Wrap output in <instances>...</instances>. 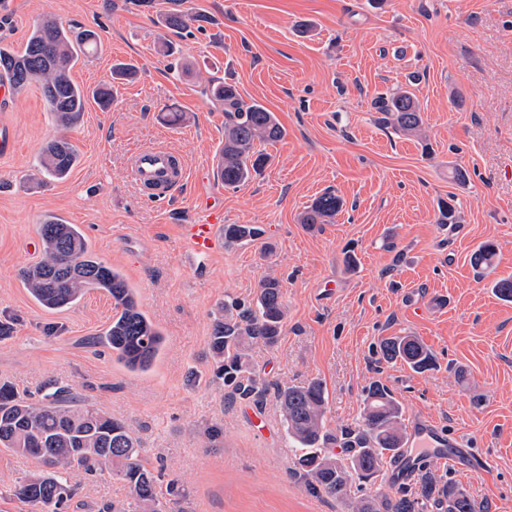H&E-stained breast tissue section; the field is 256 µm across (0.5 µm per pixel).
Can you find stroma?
<instances>
[{"label":"stroma","instance_id":"stroma-1","mask_svg":"<svg viewBox=\"0 0 512 512\" xmlns=\"http://www.w3.org/2000/svg\"><path fill=\"white\" fill-rule=\"evenodd\" d=\"M173 12L186 29L165 26ZM46 19L97 34L71 73L86 90L113 83L118 62L138 75L113 83L111 106L88 103L68 131L39 81L0 102L15 139L0 156V324L10 328L0 337V384L36 400L67 388L125 422L144 463L182 486L164 512H350L294 475L297 448L273 388L321 380L333 432L360 423L378 380L403 418L464 437L457 466L433 456L425 471L456 481L488 512H512V301L492 292L512 277V0H0V46L23 50ZM413 72L420 138L384 127L373 107ZM212 78L236 83L286 131L266 146V168L235 190L216 173L224 114L203 93ZM171 107L179 124L164 120ZM62 135L78 162L60 180L43 175L38 155ZM147 145L186 162L187 179L168 198L148 196L129 176L130 156ZM457 167L466 182L455 181ZM327 189L344 201L335 222L300 224ZM209 199L225 223L262 226L263 240L191 261L182 228ZM445 202L456 210L451 226L439 219ZM49 215L78 225L137 288L166 337L151 371L130 372L88 345L112 319L109 295L91 291L50 311L24 288L18 271L40 260ZM487 242L494 266L473 268ZM269 273L283 281L288 318L252 361L271 390L258 402L232 400L209 356L213 314L225 297L253 298ZM406 335L432 351L434 369L381 360L380 341ZM256 415L268 435L255 433ZM474 458L490 460L489 470L472 467ZM35 468L0 448V512H40L10 494ZM76 480L66 512L117 500L134 512L111 464Z\"/></svg>","mask_w":512,"mask_h":512}]
</instances>
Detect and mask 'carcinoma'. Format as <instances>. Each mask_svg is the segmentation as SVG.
Wrapping results in <instances>:
<instances>
[{"label": "carcinoma", "mask_w": 512, "mask_h": 512, "mask_svg": "<svg viewBox=\"0 0 512 512\" xmlns=\"http://www.w3.org/2000/svg\"><path fill=\"white\" fill-rule=\"evenodd\" d=\"M95 33L74 37L55 20L36 26L24 51L0 47V76L14 89L23 90L30 81L41 82L42 94L58 125L74 124L92 98L104 109L112 103V86L103 85L88 94L70 78L86 45ZM204 92L224 107V147L220 177L224 187L236 190L264 167L268 156L259 146L273 144L286 134L273 112L264 105L246 102L236 85L210 81ZM380 122L393 130L416 135L422 128L421 106L409 90L397 88L373 100ZM77 161L74 147L64 138L42 147L39 166L49 176L66 177ZM343 200L330 189L316 197L300 215V223L332 224ZM42 259L20 271L21 281L32 298L48 310L76 304L87 291L101 290L112 297L115 313L106 330L90 339L131 372L152 369L166 338L141 310L136 289L117 269L100 260L75 224L48 217L39 227ZM264 230L255 224L224 225V243L255 242ZM496 250L490 243L471 256L477 269L492 266ZM287 306L280 279L267 276L251 301L227 297L212 323L209 348L216 377L224 380L227 396L262 398L267 382L252 364L248 351L257 344L271 346L282 335ZM379 349L387 362L401 361L422 373L434 364L429 349L414 336H391ZM282 424L298 445L295 460L310 489L337 500L351 498L353 485L379 476L386 461L398 457L403 447L402 409L389 388L379 380L367 389L361 424L334 435L326 429V397L322 382L280 385L276 392ZM336 444L341 454L330 450ZM0 448L33 459L37 470L20 483L15 494L37 506L63 512L76 495L71 482L74 468L89 470L94 463L108 461L119 466L129 486L137 512H159L160 499L175 504L181 496L178 481L160 487L151 470L140 459L139 442L121 420L95 409L65 388L30 403L7 384L0 385ZM446 505V512H485V504L462 492L453 481L441 482L431 473L420 474L414 490L357 498L352 512H430Z\"/></svg>", "instance_id": "obj_1"}]
</instances>
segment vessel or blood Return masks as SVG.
Wrapping results in <instances>:
<instances>
[{
    "label": "vessel or blood",
    "mask_w": 512,
    "mask_h": 512,
    "mask_svg": "<svg viewBox=\"0 0 512 512\" xmlns=\"http://www.w3.org/2000/svg\"><path fill=\"white\" fill-rule=\"evenodd\" d=\"M129 171L139 186L150 188L153 194L163 197L186 178L182 156L162 146L138 148L130 157ZM221 216V209L215 208L209 211L205 219L185 226V238L196 258H207L215 252ZM463 443L461 435L443 432L432 421L411 418L406 428L407 450L397 464L398 477L406 478L418 472L421 460L415 454L416 449L430 448L444 457L449 449L462 447Z\"/></svg>",
    "instance_id": "b4317fda"
}]
</instances>
